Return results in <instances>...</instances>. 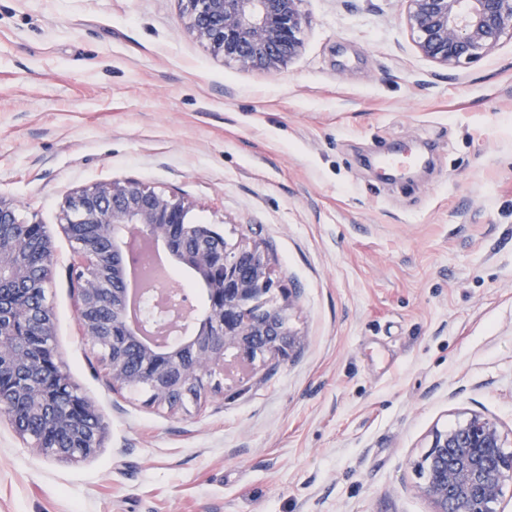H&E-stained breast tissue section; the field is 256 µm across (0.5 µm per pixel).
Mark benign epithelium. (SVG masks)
Returning <instances> with one entry per match:
<instances>
[{"instance_id":"obj_1","label":"benign epithelium","mask_w":512,"mask_h":512,"mask_svg":"<svg viewBox=\"0 0 512 512\" xmlns=\"http://www.w3.org/2000/svg\"><path fill=\"white\" fill-rule=\"evenodd\" d=\"M185 30L241 69L274 73L301 51L304 0H178ZM408 25L425 58L446 68L472 63L512 38V0H405ZM189 204L137 183L103 181L70 197L61 228L73 246L79 335L103 355L112 390L138 384L150 404L180 409L172 395L224 367L282 359L300 344L286 318L290 299L270 276L257 245L230 246L209 224L188 220ZM147 241L188 269L202 286L204 309L184 305L165 279L138 280L135 245ZM56 265L43 224L20 217L0 197V420L47 459L78 461L101 447L105 425L81 395L54 349L55 322L46 292ZM416 485L431 512H496L512 477L495 422L474 413L431 432Z\"/></svg>"}]
</instances>
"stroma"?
Here are the masks:
<instances>
[{"instance_id": "stroma-1", "label": "stroma", "mask_w": 512, "mask_h": 512, "mask_svg": "<svg viewBox=\"0 0 512 512\" xmlns=\"http://www.w3.org/2000/svg\"><path fill=\"white\" fill-rule=\"evenodd\" d=\"M300 54L244 70L178 0H0V197L51 236L56 353L106 429L35 455L0 421V512H431L433 428L477 412L512 452V39L423 57L404 0H305ZM396 184L364 160L421 142ZM134 182L258 245L302 343L168 412L81 339L67 199Z\"/></svg>"}]
</instances>
